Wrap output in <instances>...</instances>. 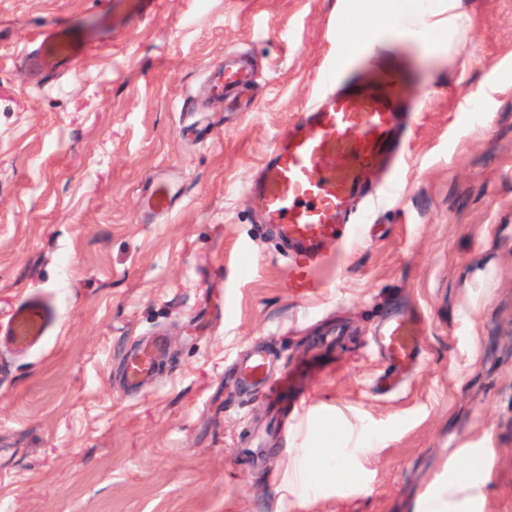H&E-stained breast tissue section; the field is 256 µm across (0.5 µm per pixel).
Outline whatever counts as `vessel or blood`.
Segmentation results:
<instances>
[{
  "label": "vessel or blood",
  "instance_id": "b4317fda",
  "mask_svg": "<svg viewBox=\"0 0 512 512\" xmlns=\"http://www.w3.org/2000/svg\"><path fill=\"white\" fill-rule=\"evenodd\" d=\"M89 44L86 32L75 27L42 34L30 54L31 67L51 75L79 61ZM353 55L340 46L336 63L321 79V91L277 141L262 163L258 178L247 191L258 203L265 228L275 231L284 251L294 259L287 288L304 293L321 287L316 276L326 260L328 244L345 231H357V214L367 201L372 175L394 172L399 143L406 130L408 71L376 60L353 76L344 71ZM177 200L166 183H158L147 199L152 214L170 211ZM58 320L54 304L39 294L25 297L0 323V343L26 354L38 348ZM421 318L411 314L383 323L375 347L392 367L411 370L420 357ZM168 350L165 337L156 336L127 359L124 382L138 389L152 382ZM238 384L266 390L267 402L280 407L288 400L289 378L269 377L264 353H256L238 368Z\"/></svg>",
  "mask_w": 512,
  "mask_h": 512
}]
</instances>
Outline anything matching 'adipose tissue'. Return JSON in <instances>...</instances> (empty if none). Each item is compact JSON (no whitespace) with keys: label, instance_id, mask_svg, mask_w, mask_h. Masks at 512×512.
Wrapping results in <instances>:
<instances>
[{"label":"adipose tissue","instance_id":"obj_1","mask_svg":"<svg viewBox=\"0 0 512 512\" xmlns=\"http://www.w3.org/2000/svg\"><path fill=\"white\" fill-rule=\"evenodd\" d=\"M494 465L492 449H483L469 472L460 476L449 473L448 482L439 486L424 499L421 512H474L475 502L482 500V487L486 484Z\"/></svg>","mask_w":512,"mask_h":512}]
</instances>
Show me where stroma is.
I'll use <instances>...</instances> for the list:
<instances>
[{
    "instance_id": "1",
    "label": "stroma",
    "mask_w": 512,
    "mask_h": 512,
    "mask_svg": "<svg viewBox=\"0 0 512 512\" xmlns=\"http://www.w3.org/2000/svg\"><path fill=\"white\" fill-rule=\"evenodd\" d=\"M384 3L435 24L430 48L383 51L425 106L323 288L295 296L245 187L376 0H0V319L34 292L59 311L29 357L0 347V512H417L484 448L482 512H512V0ZM61 26L97 38L32 84L23 61ZM234 59L248 89L207 98ZM161 178L180 197L148 224ZM409 310L421 354L400 376L373 338ZM339 326L262 462L240 458L267 407L237 367L311 365ZM158 334L162 374L129 393L124 357Z\"/></svg>"
}]
</instances>
